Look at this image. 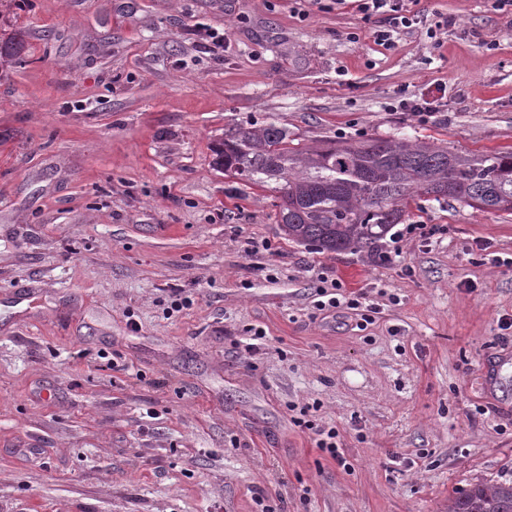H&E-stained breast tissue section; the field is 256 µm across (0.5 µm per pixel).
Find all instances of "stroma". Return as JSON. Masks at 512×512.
Segmentation results:
<instances>
[{
    "mask_svg": "<svg viewBox=\"0 0 512 512\" xmlns=\"http://www.w3.org/2000/svg\"><path fill=\"white\" fill-rule=\"evenodd\" d=\"M416 9L454 18L441 47L421 25L377 46L355 0L0 19L28 46L0 60V512H448L512 478V268L481 249L512 258V213L411 201L385 262L289 240L274 191L212 165L237 123L512 150L505 13ZM401 92L442 106L419 122ZM326 277L373 323L318 311Z\"/></svg>",
    "mask_w": 512,
    "mask_h": 512,
    "instance_id": "stroma-1",
    "label": "stroma"
}]
</instances>
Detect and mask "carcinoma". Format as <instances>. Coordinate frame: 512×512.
I'll use <instances>...</instances> for the list:
<instances>
[{
  "mask_svg": "<svg viewBox=\"0 0 512 512\" xmlns=\"http://www.w3.org/2000/svg\"><path fill=\"white\" fill-rule=\"evenodd\" d=\"M20 37L0 41V57L19 60ZM215 165L246 187L277 193L288 238L318 250H373L400 224L414 195L483 211H512V151L459 154L426 143L369 139L348 143L288 140L274 123L234 124L214 145ZM448 512H512V482L476 485Z\"/></svg>",
  "mask_w": 512,
  "mask_h": 512,
  "instance_id": "carcinoma-1",
  "label": "carcinoma"
}]
</instances>
